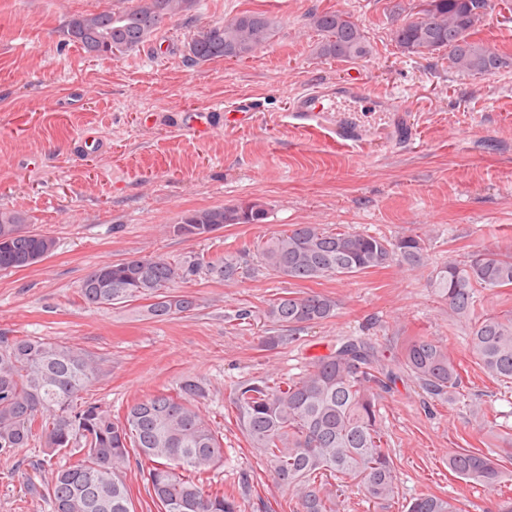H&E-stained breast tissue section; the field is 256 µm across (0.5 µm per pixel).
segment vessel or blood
I'll use <instances>...</instances> for the list:
<instances>
[{
  "label": "vessel or blood",
  "mask_w": 512,
  "mask_h": 512,
  "mask_svg": "<svg viewBox=\"0 0 512 512\" xmlns=\"http://www.w3.org/2000/svg\"><path fill=\"white\" fill-rule=\"evenodd\" d=\"M366 93L360 80L349 79L337 87L312 90L296 96L291 107V118L295 125L313 129L326 125L329 113L346 111L351 105L364 102ZM336 139L345 145L381 146V137L367 136L356 120L337 121Z\"/></svg>",
  "instance_id": "obj_1"
}]
</instances>
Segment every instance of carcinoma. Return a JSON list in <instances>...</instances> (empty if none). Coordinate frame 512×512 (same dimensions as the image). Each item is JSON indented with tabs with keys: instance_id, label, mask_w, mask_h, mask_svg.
<instances>
[{
	"instance_id": "carcinoma-1",
	"label": "carcinoma",
	"mask_w": 512,
	"mask_h": 512,
	"mask_svg": "<svg viewBox=\"0 0 512 512\" xmlns=\"http://www.w3.org/2000/svg\"><path fill=\"white\" fill-rule=\"evenodd\" d=\"M413 13L392 32L400 50L412 56L448 54L452 67L466 76L493 75L512 66V55L477 37L491 0H413ZM196 0H132L119 11L80 13L66 25V36L88 54L110 58L137 49L164 22L192 11ZM310 24L323 35L320 55L351 61L366 57L364 29L337 11L314 13ZM276 21L245 13L202 28L188 43L197 63L216 58L243 60L270 43ZM268 211L258 201L195 210L173 225L177 234L208 239L226 224H264ZM24 218L0 211V271L30 267L57 247L50 234L24 231ZM425 239L407 234L394 239L324 224H292L261 238L254 269L297 281L350 277L396 264L426 265ZM243 262L226 254L216 260L185 256L171 260L149 254L95 266L80 292L91 307L147 300L146 315L164 321L196 308L194 296L174 295L172 284L204 272L231 280ZM433 294L448 305L450 318L466 331V348L491 378L512 382V314L478 311L480 296L512 288V253L482 248L464 260H450L429 273ZM336 299L316 292L269 299L264 319L274 334L266 345L291 340L282 331H301L336 316ZM431 397L452 402L461 385L448 346L431 336L403 341L395 354ZM98 359L65 342L34 336H0V456L43 440V453L78 456L51 469L42 481L52 512H134L123 472L138 465L157 512H240L238 503L215 488L207 475L224 461V440L198 406L205 391L191 378L175 394L158 392L137 399L123 416L81 392L97 375ZM397 373L384 370L371 344L349 339L313 359L288 381L242 378L229 404L250 447L260 455L279 485L292 491L293 512H339L332 483L347 484L371 500L399 499L397 475L384 449L376 391L387 390ZM459 477L494 486L512 474L490 451L463 449L448 459ZM405 512H462L454 497L424 494Z\"/></svg>"
}]
</instances>
